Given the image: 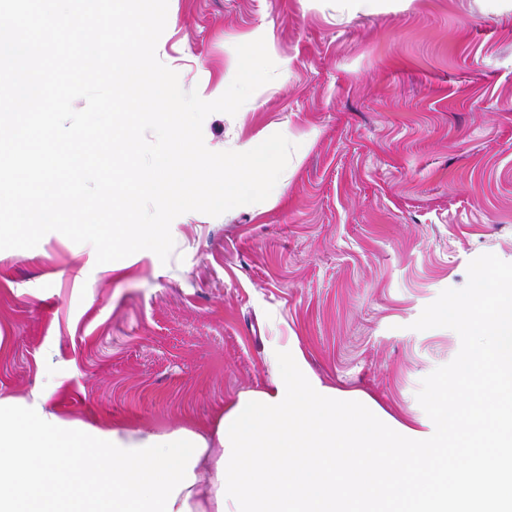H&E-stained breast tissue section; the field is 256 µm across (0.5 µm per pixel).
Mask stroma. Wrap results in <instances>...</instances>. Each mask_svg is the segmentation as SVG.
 I'll return each mask as SVG.
<instances>
[{
    "label": "stroma",
    "instance_id": "stroma-1",
    "mask_svg": "<svg viewBox=\"0 0 512 512\" xmlns=\"http://www.w3.org/2000/svg\"><path fill=\"white\" fill-rule=\"evenodd\" d=\"M281 73L205 145L287 134L282 196L171 224L168 261L97 264L47 233L0 250V395L51 367L48 406L95 425L177 428L265 389L271 350L395 418H431L482 342L435 313L512 278V0H168L156 53L212 100L236 45Z\"/></svg>",
    "mask_w": 512,
    "mask_h": 512
}]
</instances>
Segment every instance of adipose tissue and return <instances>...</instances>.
Instances as JSON below:
<instances>
[{"label": "adipose tissue", "mask_w": 512, "mask_h": 512, "mask_svg": "<svg viewBox=\"0 0 512 512\" xmlns=\"http://www.w3.org/2000/svg\"><path fill=\"white\" fill-rule=\"evenodd\" d=\"M491 342L464 366L465 407L435 423L401 422L365 394L322 384L302 354L272 351L274 375L240 393L207 425L161 430L95 427L48 409L47 389L0 397V512H449L498 495L512 512V481L488 484L512 446V299L488 317ZM460 443L467 469L448 466ZM391 452L384 467L371 449Z\"/></svg>", "instance_id": "1"}]
</instances>
